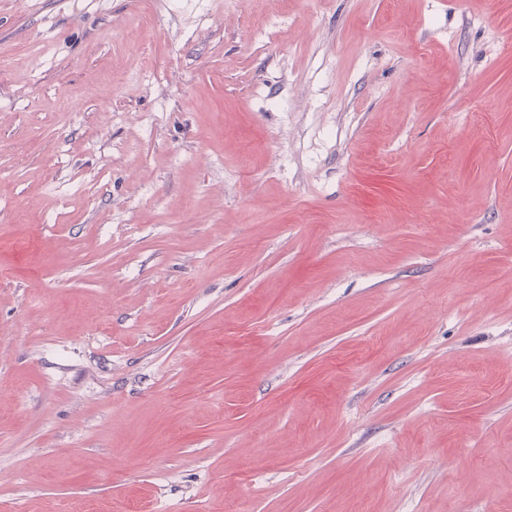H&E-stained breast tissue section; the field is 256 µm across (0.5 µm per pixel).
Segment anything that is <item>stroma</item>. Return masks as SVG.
I'll return each mask as SVG.
<instances>
[{"label":"stroma","instance_id":"1","mask_svg":"<svg viewBox=\"0 0 512 512\" xmlns=\"http://www.w3.org/2000/svg\"><path fill=\"white\" fill-rule=\"evenodd\" d=\"M0 512H512V0H0Z\"/></svg>","mask_w":512,"mask_h":512}]
</instances>
